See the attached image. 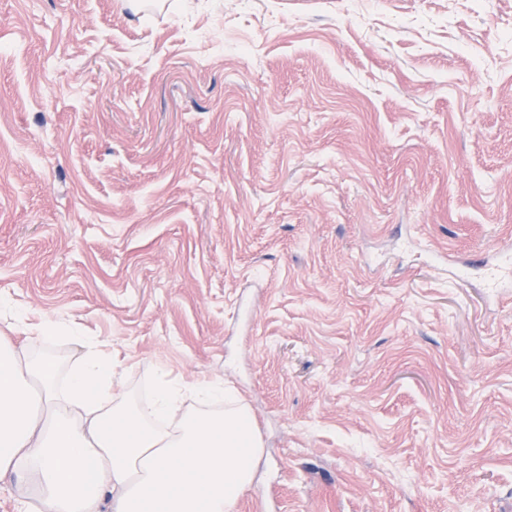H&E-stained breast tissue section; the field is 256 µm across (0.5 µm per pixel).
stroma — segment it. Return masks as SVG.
Segmentation results:
<instances>
[{
	"label": "stroma",
	"mask_w": 512,
	"mask_h": 512,
	"mask_svg": "<svg viewBox=\"0 0 512 512\" xmlns=\"http://www.w3.org/2000/svg\"><path fill=\"white\" fill-rule=\"evenodd\" d=\"M510 234L512 0H0L15 340L224 379L236 512H512Z\"/></svg>",
	"instance_id": "1"
}]
</instances>
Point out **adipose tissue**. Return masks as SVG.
Segmentation results:
<instances>
[{"label": "adipose tissue", "mask_w": 512, "mask_h": 512, "mask_svg": "<svg viewBox=\"0 0 512 512\" xmlns=\"http://www.w3.org/2000/svg\"><path fill=\"white\" fill-rule=\"evenodd\" d=\"M71 341L65 370L0 335V474L27 476L39 512H100L108 495L112 512H234L263 452L248 406L223 380L162 371L149 400H116L99 342Z\"/></svg>", "instance_id": "ef3b65f1"}]
</instances>
